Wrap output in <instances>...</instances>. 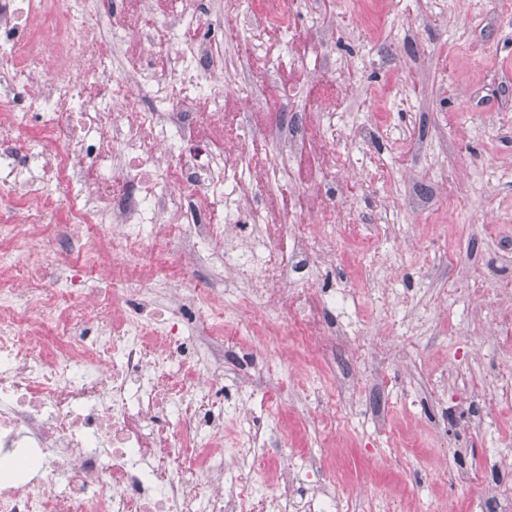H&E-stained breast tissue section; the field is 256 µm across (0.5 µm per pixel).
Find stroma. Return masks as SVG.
<instances>
[{
    "instance_id": "stroma-1",
    "label": "stroma",
    "mask_w": 512,
    "mask_h": 512,
    "mask_svg": "<svg viewBox=\"0 0 512 512\" xmlns=\"http://www.w3.org/2000/svg\"><path fill=\"white\" fill-rule=\"evenodd\" d=\"M381 7L383 37L359 28L360 0H323L325 38L303 9L293 41L257 65L244 18H224L233 80L255 84L228 117L247 131V153L275 149L281 116L316 105L327 79L340 82L354 124L378 112L390 120L387 137L359 146L384 164L389 184L336 188L376 256L353 262L359 245L347 242L314 281L326 293L346 285L360 295L349 312L319 316L356 319L376 354L336 343L315 360L281 357L271 381L288 392L279 406L225 380L224 445H235L245 401L284 429L289 447L315 456L320 478L340 490L336 512H486V486L512 478V351L470 291L512 287V134L499 127L512 110V0H415L408 14L392 0ZM400 133L408 147L393 145ZM318 170L310 152L284 159L279 177L255 188V204L304 212ZM398 334L408 346L387 347ZM466 470L477 478L463 486ZM410 490L416 503L406 501Z\"/></svg>"
}]
</instances>
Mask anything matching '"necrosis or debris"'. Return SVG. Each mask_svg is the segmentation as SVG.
Wrapping results in <instances>:
<instances>
[{"instance_id": "obj_1", "label": "necrosis or debris", "mask_w": 512, "mask_h": 512, "mask_svg": "<svg viewBox=\"0 0 512 512\" xmlns=\"http://www.w3.org/2000/svg\"><path fill=\"white\" fill-rule=\"evenodd\" d=\"M206 0H176L144 27L157 0H0V512H334L335 486L314 496L289 454L281 483L254 478L261 459L224 461L225 366L240 355L253 387L268 360L224 330V294L181 287L160 257L179 249L245 291L232 309L251 334L298 336L315 350L356 343L324 324L319 306L345 304L288 287V268L336 261L360 226L322 185L348 157L328 120L337 86L277 128L254 160L243 131L224 127L223 43L195 32ZM302 0H221L209 26L248 12L247 30L291 33ZM165 52L168 63L140 60ZM321 159L306 216L252 215L243 237L229 173L263 181L303 150ZM63 208L62 223L45 218ZM112 247V281L85 266ZM54 328L52 347L44 327Z\"/></svg>"}]
</instances>
